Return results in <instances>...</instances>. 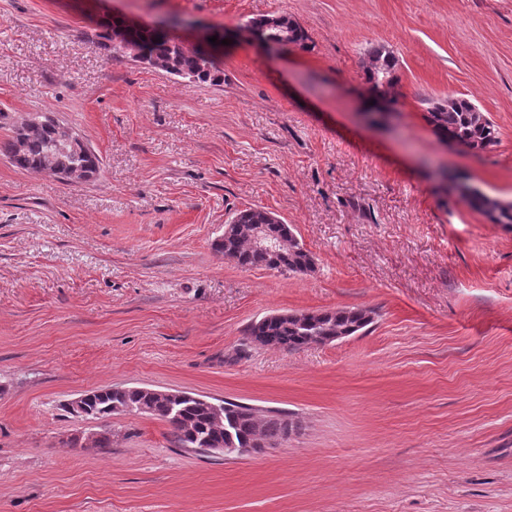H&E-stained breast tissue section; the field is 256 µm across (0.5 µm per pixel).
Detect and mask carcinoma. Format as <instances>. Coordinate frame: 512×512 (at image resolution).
Segmentation results:
<instances>
[{"mask_svg": "<svg viewBox=\"0 0 512 512\" xmlns=\"http://www.w3.org/2000/svg\"><path fill=\"white\" fill-rule=\"evenodd\" d=\"M283 23L292 36L286 41L275 40L276 46L284 49L290 45L306 47L307 35L303 28L288 15ZM217 36L219 44L212 45L208 38ZM224 33L208 32L202 44L193 51H184L171 39L154 31L138 33L137 43L149 59V66L159 65L174 76L191 75L196 82H217L220 70L216 63L220 41ZM123 26L111 24L98 34V45L118 56L123 54ZM372 67L365 69L366 94L369 100L379 102L387 91L384 86H393L397 78V59L383 45H374L366 50ZM426 119L433 131L442 140L458 142L473 151H483L498 142L495 125L483 112L476 111L470 100L455 96L430 102ZM36 125L27 134L12 135L0 141V153L9 157L14 166L24 170L42 171L53 163H79L96 173L100 159L86 144L79 142L61 151L57 139L58 125L51 120L33 117ZM465 202L474 211L488 217L495 224L512 225V204L499 203L477 188H466ZM214 249L234 259L237 265L246 268H266L306 274L313 271L311 253L300 248L288 255V264L283 266L272 254L251 246L249 241L236 235H226L213 243ZM373 323V311L362 308H337L324 311H301L288 317L269 314L252 323L247 329L250 341L259 346L278 348L287 352L297 351L310 345L324 344L341 334L354 335ZM220 413L191 393H182L167 400L155 396L148 387L115 386L87 393L86 410L89 417L107 419L119 412L134 413L157 418L167 423L169 434L181 448H198L205 441L227 443L224 434V418L236 417L233 428L235 441L258 439L278 444L286 439L288 415L270 411L256 418L246 415L249 407L220 400Z\"/></svg>", "mask_w": 512, "mask_h": 512, "instance_id": "cac0c4a2", "label": "carcinoma"}]
</instances>
